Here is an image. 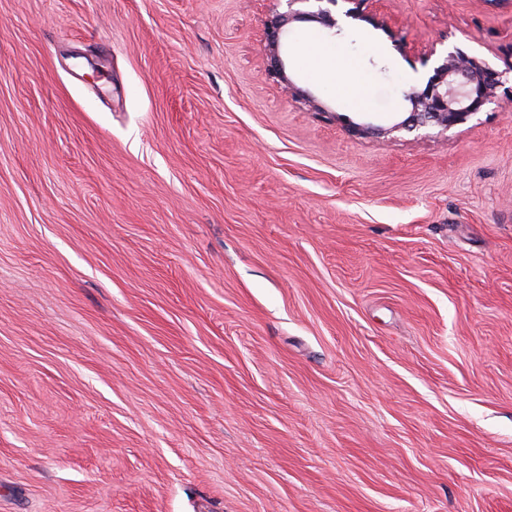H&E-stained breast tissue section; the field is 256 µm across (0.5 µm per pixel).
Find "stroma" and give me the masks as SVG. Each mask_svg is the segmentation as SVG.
Wrapping results in <instances>:
<instances>
[{"instance_id": "35a3bbf8", "label": "stroma", "mask_w": 512, "mask_h": 512, "mask_svg": "<svg viewBox=\"0 0 512 512\" xmlns=\"http://www.w3.org/2000/svg\"><path fill=\"white\" fill-rule=\"evenodd\" d=\"M270 7L0 0V512H512V93L351 135L409 62L291 24L312 111ZM382 10L512 50V0Z\"/></svg>"}]
</instances>
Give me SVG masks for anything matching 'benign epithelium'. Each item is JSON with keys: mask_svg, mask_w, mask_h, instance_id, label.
Instances as JSON below:
<instances>
[{"mask_svg": "<svg viewBox=\"0 0 512 512\" xmlns=\"http://www.w3.org/2000/svg\"><path fill=\"white\" fill-rule=\"evenodd\" d=\"M271 2L273 6L266 20V41L269 47L266 75L282 85L294 99L308 103L315 112H322L324 108L316 103L310 90L288 78L286 64L279 53L280 46L288 43L289 23H318L332 37H342L359 24L367 23L385 31L394 46L400 51L404 50L387 17L374 9V3L378 0ZM445 41L447 38L444 37L415 57L423 68L419 86L403 93L411 109L390 130L418 133L441 128L447 131L481 112L494 101L501 88L512 82V57L504 60L505 68L499 70L458 46L441 48Z\"/></svg>", "mask_w": 512, "mask_h": 512, "instance_id": "benign-epithelium-1", "label": "benign epithelium"}]
</instances>
